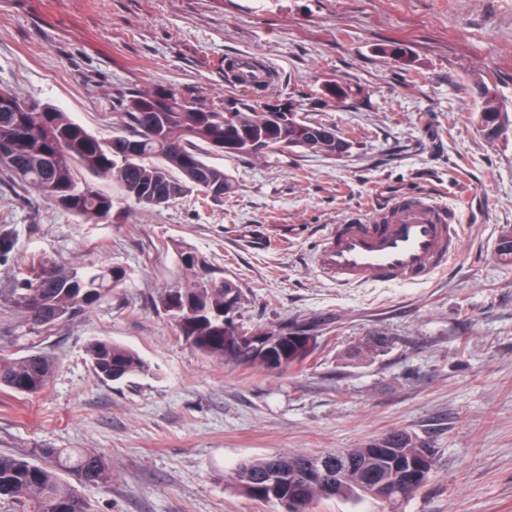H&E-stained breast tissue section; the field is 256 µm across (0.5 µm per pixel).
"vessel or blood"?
Listing matches in <instances>:
<instances>
[{"label":"vessel or blood","mask_w":512,"mask_h":512,"mask_svg":"<svg viewBox=\"0 0 512 512\" xmlns=\"http://www.w3.org/2000/svg\"><path fill=\"white\" fill-rule=\"evenodd\" d=\"M387 214L350 213L329 225L315 254L319 272L342 287L417 284L447 266L462 225L457 208L427 193L400 195Z\"/></svg>","instance_id":"vessel-or-blood-1"}]
</instances>
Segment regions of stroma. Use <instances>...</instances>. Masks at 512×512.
I'll return each instance as SVG.
<instances>
[{"label":"stroma","mask_w":512,"mask_h":512,"mask_svg":"<svg viewBox=\"0 0 512 512\" xmlns=\"http://www.w3.org/2000/svg\"><path fill=\"white\" fill-rule=\"evenodd\" d=\"M404 44L408 77L380 47ZM250 56L278 78L273 99L303 103L352 146L331 158L269 151L205 153L233 193L167 207L123 206L92 223L0 183V352L53 357L41 392L0 389V454L98 452L105 488L91 512H277L241 493V462L357 448L394 430L434 449L426 483L390 506L322 500L316 512H512V131L488 141L472 95L493 82L512 113V0H0V87L49 103L99 137L122 126L114 94L169 88L208 105L228 90L224 61ZM341 79L356 96L327 105ZM457 201L464 230L446 270L419 285L342 288L313 255L325 225L402 194ZM245 294V325L302 324L318 345L305 369L215 362L179 336L153 300L182 278L177 247ZM111 264L128 277L110 300L34 326L14 312L24 264ZM384 352L361 354L375 335ZM108 337L147 374L102 382L87 356Z\"/></svg>","instance_id":"obj_1"}]
</instances>
